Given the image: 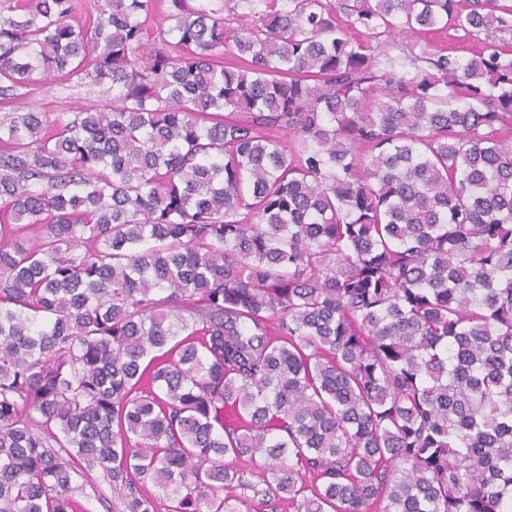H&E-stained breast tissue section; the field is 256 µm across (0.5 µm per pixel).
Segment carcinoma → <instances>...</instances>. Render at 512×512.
Segmentation results:
<instances>
[{"mask_svg":"<svg viewBox=\"0 0 512 512\" xmlns=\"http://www.w3.org/2000/svg\"><path fill=\"white\" fill-rule=\"evenodd\" d=\"M459 2L0 11L1 96L112 89L0 116V512L257 455L268 512H512V3ZM26 94L1 101L0 115L5 112H64L78 104H99L112 97L107 87L94 85L76 86L67 83L44 86L35 84Z\"/></svg>","mask_w":512,"mask_h":512,"instance_id":"cac0c4a2","label":"carcinoma"}]
</instances>
